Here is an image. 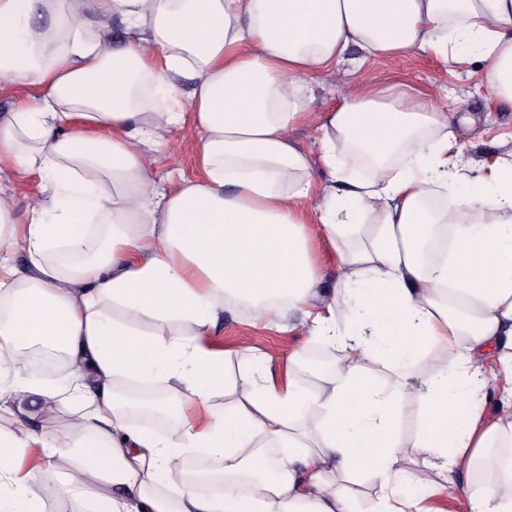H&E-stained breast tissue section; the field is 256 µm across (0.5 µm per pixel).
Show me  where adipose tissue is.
Masks as SVG:
<instances>
[{
    "instance_id": "obj_1",
    "label": "adipose tissue",
    "mask_w": 512,
    "mask_h": 512,
    "mask_svg": "<svg viewBox=\"0 0 512 512\" xmlns=\"http://www.w3.org/2000/svg\"><path fill=\"white\" fill-rule=\"evenodd\" d=\"M353 45L443 60L469 46L512 105V0H0V79L35 89L0 115V255L29 259L22 274L0 263V412L31 397L74 411L0 430V512H42L37 489L65 466L60 492L88 512H351L345 482L361 475L371 512H425L448 486L467 512H512V457L492 486L470 481L512 447V413L486 422L476 397L488 355L512 362V158L488 177L449 155L456 123L420 93L357 85L314 111L308 80ZM308 122L314 154L289 137ZM187 123L199 174L160 188L146 149ZM23 176L43 199L22 216ZM458 183L452 210L428 209ZM345 218L370 222L360 245L341 237ZM311 221L338 254L330 288ZM441 225L451 242L434 261ZM231 305L262 325L301 318L338 347L334 377L282 382L260 353L227 381L210 342ZM37 346L61 353L58 383L23 376ZM434 352L428 393L404 403L402 371ZM158 380L176 407L164 433L130 425L118 397ZM228 386L236 399L216 412ZM404 417L427 457L415 470L401 465ZM195 454L214 467L183 475Z\"/></svg>"
}]
</instances>
